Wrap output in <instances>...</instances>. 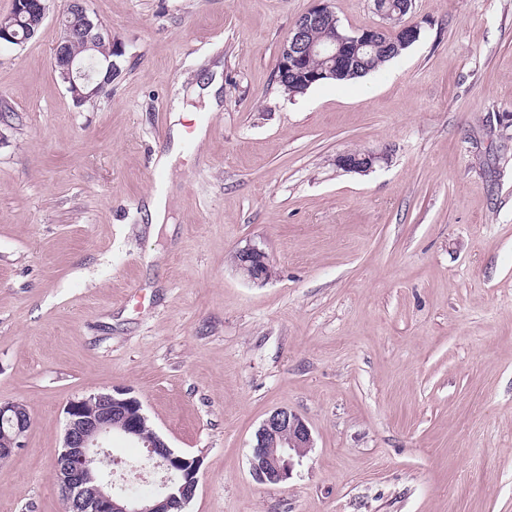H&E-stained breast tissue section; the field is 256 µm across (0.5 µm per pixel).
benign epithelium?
<instances>
[{
	"label": "benign epithelium",
	"mask_w": 512,
	"mask_h": 512,
	"mask_svg": "<svg viewBox=\"0 0 512 512\" xmlns=\"http://www.w3.org/2000/svg\"><path fill=\"white\" fill-rule=\"evenodd\" d=\"M315 2L316 5L296 21L279 56L280 70L307 85L353 67L360 55L389 32L404 46L417 41L421 33L419 25L402 23L403 12H394L390 0H373L374 10L383 20L381 26L354 32L339 28L324 43L311 41L309 37L315 28L324 20L335 18L329 0ZM12 9L20 15H35L42 23L49 4L48 0H13ZM85 10V0H65L57 14L60 38L53 49L52 68L65 83L76 75L89 77L90 58L76 56L71 47L74 38H83L88 48L105 43L112 54L121 53L101 22L87 17L81 24L72 20ZM316 57L326 62V67L320 71L309 68V62ZM377 159L378 156L370 152H343L336 156V166L345 171L366 172ZM235 264L253 283L263 284L275 277L268 254L257 245L239 249ZM65 415L63 443L56 456L52 478L61 490L68 512L77 505L81 512H175L193 499L200 459L176 453L156 432L146 431L148 418L143 405L129 392L118 390L77 397L68 403ZM30 423V414L23 404L0 403V461L10 459L21 446ZM114 432L143 443L149 448L153 467L168 475L155 495L134 499L114 491L111 465L115 460L104 447V442ZM257 434L262 441L272 437L283 445L279 455L263 454L251 459L255 477L264 483L279 484L289 479L294 459L304 458L313 447L310 428L297 413L287 408L272 411ZM93 454L101 455V466L95 472L86 467L87 458Z\"/></svg>",
	"instance_id": "7a95c632"
}]
</instances>
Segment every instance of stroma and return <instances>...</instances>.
<instances>
[{"label":"stroma","mask_w":512,"mask_h":512,"mask_svg":"<svg viewBox=\"0 0 512 512\" xmlns=\"http://www.w3.org/2000/svg\"><path fill=\"white\" fill-rule=\"evenodd\" d=\"M62 2L0 46V402L32 418L0 512H64V409L116 389L199 458L184 512H512V0H413L399 57L297 95L275 74L315 0H87L123 54L80 106L51 65ZM249 244L266 284L235 268ZM281 407L313 446L265 484ZM378 156L370 152H343L336 157L338 168L351 172H366L377 161ZM237 269L253 283H266L275 277V268L268 254L257 245L239 249L235 255Z\"/></svg>","instance_id":"obj_1"}]
</instances>
